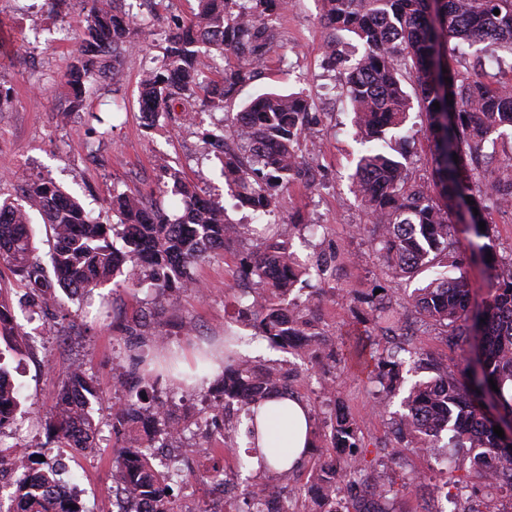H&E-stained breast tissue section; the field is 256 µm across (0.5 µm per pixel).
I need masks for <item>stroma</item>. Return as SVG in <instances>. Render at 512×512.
<instances>
[{"label":"stroma","mask_w":512,"mask_h":512,"mask_svg":"<svg viewBox=\"0 0 512 512\" xmlns=\"http://www.w3.org/2000/svg\"><path fill=\"white\" fill-rule=\"evenodd\" d=\"M85 0H67L53 11L51 0H0V85L9 88L7 111L0 112V196L12 197L22 182L41 175L52 179L81 199L101 223H114L110 198L113 190L157 188L172 167L197 183L213 199L224 203L233 223H241L248 210L234 207L224 182L222 165L205 144L204 136L222 131L225 112H237L254 95L275 90L307 89L316 103L312 126L313 145L305 153L314 168L315 182L298 181L278 193L279 208L269 218L279 234L289 239L301 258L339 254L343 261L321 297L311 302L314 329L326 336L365 330L371 314V297L384 289L392 305L406 304L414 288L432 279V272L415 277L381 272L372 237L359 234L358 226L370 218L350 191V177L366 147L356 137L349 106L340 95V72L330 68L326 46L337 40L349 57L363 53L362 44L346 33H333L320 16V0H295L287 12L274 16L278 44L256 76L239 87L225 110L199 113L196 122L171 119L146 127L141 118L139 79L152 57L161 53L163 30L155 26L138 30L137 48L121 56L115 79L101 80L87 92L90 112L112 115L114 129L97 139L90 112H73L58 94L78 37L86 24ZM320 225L317 237L299 235L295 225ZM253 237L226 242L223 251L200 264L195 274L203 294L173 292L155 298L147 290L126 287L122 279L95 289L91 297L68 302L65 313L49 323L30 320L28 289L19 287L11 273L0 276V287L15 303L18 323L32 340L20 356L9 357L13 379L20 389L23 435L32 450L46 442L44 422L70 365L79 364L93 378L102 398L93 406L102 432L91 456L67 460L62 475L76 493L84 512H112L113 443L112 408L122 399L117 377L130 354L138 351L142 336H165L168 346L152 351L153 360L176 356L189 369L202 349L220 348L226 333L239 336L243 356L255 364L286 360L255 336L250 321L239 318V297L245 286L238 272L242 256L256 250ZM149 312L146 328L134 321ZM414 342L432 352L456 373H465L475 352L472 344L448 343L440 328L417 314L410 315ZM310 406L339 402L359 417L362 442L368 448L372 473L392 483L396 495L392 512H462L463 502L439 494L448 484L473 472L470 454L455 448L447 454L449 472L431 468L413 452L408 439L400 438L390 423L399 397L386 395L354 366L323 362L298 388ZM193 436H185L181 467L204 473L213 467L234 471V454H218L223 439L209 438L210 451L190 454Z\"/></svg>","instance_id":"obj_1"}]
</instances>
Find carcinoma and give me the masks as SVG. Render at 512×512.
<instances>
[{
	"label": "carcinoma",
	"mask_w": 512,
	"mask_h": 512,
	"mask_svg": "<svg viewBox=\"0 0 512 512\" xmlns=\"http://www.w3.org/2000/svg\"><path fill=\"white\" fill-rule=\"evenodd\" d=\"M321 19L332 31L354 35L364 46L352 61L336 41L327 56L343 70L342 92L354 113V124L374 146L358 160L352 192L365 207L373 227L375 251L387 269L414 276L437 267L457 266L459 241L452 238L450 215L468 223L477 238L485 236L479 222L496 209L512 211V158L492 167L485 151L494 134L512 131V78L489 82L474 66L455 67L445 43L457 39L468 45L494 46L512 55V0H320ZM118 0H88L87 24L60 82L70 110L87 109L86 88L102 74L103 58H118L135 45L136 24L117 6ZM289 0H198L192 20L167 28L162 54L140 80L142 111L168 114L175 106L190 116L195 106L224 109V101L256 70L277 45L276 29L266 18L286 11ZM500 14H494V10ZM221 57L223 69L212 75L206 58ZM450 81H445V78ZM453 103H447V100ZM439 103L435 109L433 103ZM418 104L434 143L433 192L411 179L398 157L397 144ZM314 101L297 93L263 92L233 114L226 113L230 130L224 144V179L237 204L255 213L277 209V191L307 177L302 153L311 133ZM458 160H453V156ZM162 191L178 197L181 213L171 217L139 192H112L116 229L101 224L74 197L50 179L36 177L21 188L18 199L0 203V266L19 277L21 287L39 293V309L58 303L55 288L71 297L82 296L109 281L131 264L137 285L162 296L198 285L195 268L233 239L224 205L211 199L179 170L165 168ZM478 213H473V210ZM36 211L51 230L50 264L54 279L35 256L28 232L29 212ZM241 275L255 281L259 291L242 294L238 315L253 322L258 336L273 348L306 347L305 359L336 360V343L316 332L307 308L292 298L300 277L310 273L292 258L289 241L276 235L261 250L241 258ZM470 284L464 275L443 274L415 289L411 309L444 328L449 341L472 338L479 370L460 381L448 365L422 347L409 351L401 341V316L383 297L372 304L373 317L388 347L365 352L347 350L345 361H367L368 379L391 390L409 352L412 361H427L436 376L414 384L395 419L399 434L413 443L432 447V439L448 433V447L470 448L497 459L495 471L477 470L484 486L512 492V442L493 433V427L512 416V263L500 269L492 298L468 310ZM0 340L9 352H20L27 333L16 321L7 292L0 289ZM0 350V452L16 448L18 391ZM160 373L149 353L131 358L121 375L128 401L112 413V434L137 440L114 450L112 473L120 477L126 500L151 502L149 512H183L168 483L171 470L156 466L147 448L166 447L169 440L200 422L175 416L155 395ZM298 378L276 367L258 369L224 341V370L212 392L210 407L224 413L233 401L245 417L273 393L288 390ZM494 380L499 391L491 389ZM490 396L498 413L489 419L483 398ZM100 399L82 366L69 368L45 426L47 444L72 447L75 432L87 441L97 435L91 403ZM331 452L311 474L308 497L320 512H386L378 506L391 488L367 472V449L360 424L352 414L331 413ZM13 442L7 444L4 438ZM62 484L56 465L37 463L35 473L15 484L12 497L20 512H61L57 487ZM264 500L253 495L225 512H263Z\"/></svg>",
	"instance_id": "cac0c4a2"
}]
</instances>
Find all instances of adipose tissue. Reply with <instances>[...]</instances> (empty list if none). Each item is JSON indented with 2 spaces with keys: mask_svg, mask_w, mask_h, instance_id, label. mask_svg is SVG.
Returning a JSON list of instances; mask_svg holds the SVG:
<instances>
[{
  "mask_svg": "<svg viewBox=\"0 0 512 512\" xmlns=\"http://www.w3.org/2000/svg\"><path fill=\"white\" fill-rule=\"evenodd\" d=\"M257 445L272 469L303 465L312 446L310 409L299 397L270 398L256 417Z\"/></svg>",
  "mask_w": 512,
  "mask_h": 512,
  "instance_id": "adipose-tissue-1",
  "label": "adipose tissue"
}]
</instances>
